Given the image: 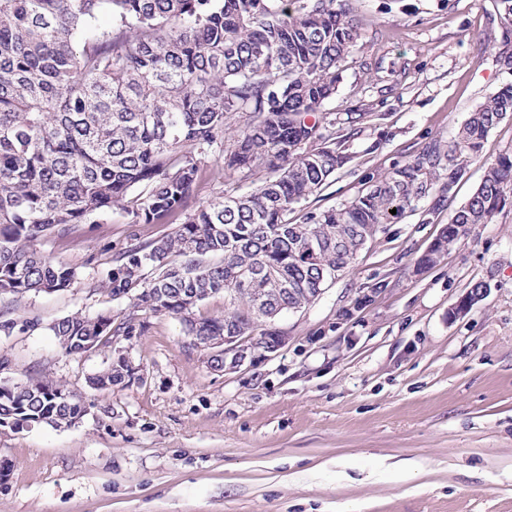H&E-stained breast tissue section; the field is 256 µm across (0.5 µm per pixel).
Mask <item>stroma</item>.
<instances>
[{
	"label": "stroma",
	"mask_w": 512,
	"mask_h": 512,
	"mask_svg": "<svg viewBox=\"0 0 512 512\" xmlns=\"http://www.w3.org/2000/svg\"><path fill=\"white\" fill-rule=\"evenodd\" d=\"M363 47L322 109L361 112L352 160L288 220L352 200L456 128L512 70L498 61L496 0H357ZM512 155V121L489 133L456 186ZM448 222L387 225L311 306L276 321L288 341L235 371L212 369L183 320L112 299L129 246L172 232L115 211L32 244L76 268L71 288L0 296V382H61L85 407L71 427L0 430V512H512V204L427 268ZM489 294L450 311L473 283ZM133 317L132 335L63 354L50 326L75 313ZM127 385L94 389L109 364Z\"/></svg>",
	"instance_id": "obj_1"
}]
</instances>
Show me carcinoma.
Here are the masks:
<instances>
[{"instance_id":"1","label":"carcinoma","mask_w":512,"mask_h":512,"mask_svg":"<svg viewBox=\"0 0 512 512\" xmlns=\"http://www.w3.org/2000/svg\"><path fill=\"white\" fill-rule=\"evenodd\" d=\"M354 2L0 0V294L72 287L76 269L31 243L118 210L133 224L177 227L120 255L107 274L112 299L179 316L205 343L272 336L274 316L314 303L385 225L417 211L429 223L489 132L512 119V82L448 143L433 141L351 201L288 223L350 161L358 135L357 119L338 135L336 114L320 111L363 46ZM501 45L511 70V30ZM210 163L217 177H268L247 195L196 207L193 186ZM509 187L512 155H503L418 263L433 265L469 226L491 223ZM220 292L223 317L191 319ZM51 330L78 355L134 324L76 313ZM130 377L121 362L92 385ZM84 412L55 381L0 383V422L71 426Z\"/></svg>"}]
</instances>
